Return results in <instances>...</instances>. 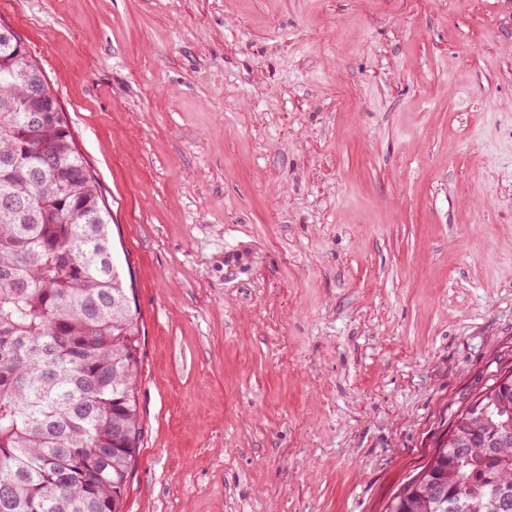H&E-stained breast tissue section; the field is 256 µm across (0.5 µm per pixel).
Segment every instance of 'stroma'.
<instances>
[{"label": "stroma", "mask_w": 512, "mask_h": 512, "mask_svg": "<svg viewBox=\"0 0 512 512\" xmlns=\"http://www.w3.org/2000/svg\"><path fill=\"white\" fill-rule=\"evenodd\" d=\"M141 322L123 512H385L512 367V0H0Z\"/></svg>", "instance_id": "35a3bbf8"}]
</instances>
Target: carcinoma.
<instances>
[{"label": "carcinoma", "mask_w": 512, "mask_h": 512, "mask_svg": "<svg viewBox=\"0 0 512 512\" xmlns=\"http://www.w3.org/2000/svg\"><path fill=\"white\" fill-rule=\"evenodd\" d=\"M0 24V512H120L143 430L141 330L111 210L58 97ZM512 370L457 415L386 512H512Z\"/></svg>", "instance_id": "1"}]
</instances>
